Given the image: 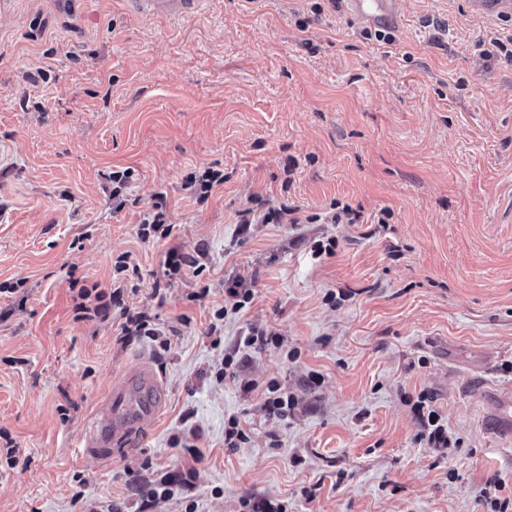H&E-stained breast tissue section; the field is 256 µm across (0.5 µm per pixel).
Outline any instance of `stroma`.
<instances>
[{
	"mask_svg": "<svg viewBox=\"0 0 512 512\" xmlns=\"http://www.w3.org/2000/svg\"><path fill=\"white\" fill-rule=\"evenodd\" d=\"M400 7L386 43L332 0H206L184 20L0 6V283L19 286L0 295V432L19 448L0 512H489L490 482L512 487L491 397L512 389V58L489 49L512 13ZM207 169L224 181L201 201L184 182ZM160 194L171 235L141 240ZM335 201L361 223H323ZM284 204L296 223L242 228ZM174 248L197 267L168 276ZM125 252L124 306L163 342H119L121 308L76 316L71 281L111 291ZM233 282L254 298L216 319ZM252 327L283 348H240ZM141 362L167 386L157 426L110 465L80 455ZM272 380L296 400L281 420ZM422 393L456 447L421 440ZM165 475L173 496H149Z\"/></svg>",
	"mask_w": 512,
	"mask_h": 512,
	"instance_id": "stroma-1",
	"label": "stroma"
}]
</instances>
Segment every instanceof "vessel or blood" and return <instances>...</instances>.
I'll return each instance as SVG.
<instances>
[{
  "instance_id": "obj_1",
  "label": "vessel or blood",
  "mask_w": 512,
  "mask_h": 512,
  "mask_svg": "<svg viewBox=\"0 0 512 512\" xmlns=\"http://www.w3.org/2000/svg\"><path fill=\"white\" fill-rule=\"evenodd\" d=\"M203 0H130L132 10L144 17L189 18ZM346 11L369 25L397 22L396 0H344ZM166 386L155 371L140 366L113 381L102 400L99 415L81 445L83 454L108 463L127 452L131 439L154 427L166 403Z\"/></svg>"
}]
</instances>
